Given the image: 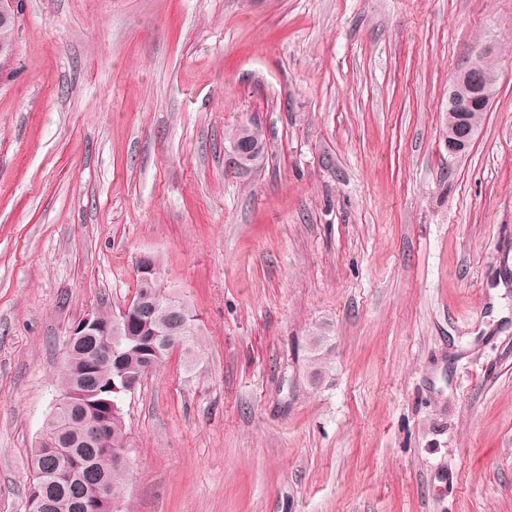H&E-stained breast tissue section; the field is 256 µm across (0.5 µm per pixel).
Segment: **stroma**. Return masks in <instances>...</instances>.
<instances>
[{
    "mask_svg": "<svg viewBox=\"0 0 512 512\" xmlns=\"http://www.w3.org/2000/svg\"><path fill=\"white\" fill-rule=\"evenodd\" d=\"M487 40L498 93L452 155L448 86ZM16 44L0 512H27L71 328L145 253L204 350L124 401L125 512H512V0H23ZM229 139L230 147L232 146V143L236 141L252 142L253 145H257V151L242 160V167H248L249 165L254 164L260 158L261 152L263 150L264 134L261 126L258 124L253 122L240 124L231 131ZM249 148V144L247 143H240L232 146V154L235 163L240 164L241 156L245 155V153L250 150ZM308 348L307 374L312 384H316L332 369L334 346L325 329L319 326L309 334Z\"/></svg>",
    "mask_w": 512,
    "mask_h": 512,
    "instance_id": "1",
    "label": "stroma"
}]
</instances>
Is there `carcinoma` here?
Listing matches in <instances>:
<instances>
[{"label":"carcinoma","instance_id":"1","mask_svg":"<svg viewBox=\"0 0 512 512\" xmlns=\"http://www.w3.org/2000/svg\"><path fill=\"white\" fill-rule=\"evenodd\" d=\"M229 139L257 145L243 166L260 158L264 134L258 124H240ZM135 273L134 298H146L147 312L133 306L124 315L106 310L104 316L112 317V335L68 336L57 375L59 395L30 456L28 512H84L85 502L105 493L110 501L102 512H122L130 468V428L122 406L129 394L126 381L164 366L176 349L184 352L188 368L200 359L199 318L161 283L158 259L152 258V268L137 267ZM308 348L307 374L316 384L332 369L334 346L319 326L309 334ZM94 426L103 431L89 441L84 430Z\"/></svg>","mask_w":512,"mask_h":512}]
</instances>
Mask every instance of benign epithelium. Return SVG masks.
I'll list each match as a JSON object with an SVG mask.
<instances>
[{"label":"benign epithelium","instance_id":"obj_1","mask_svg":"<svg viewBox=\"0 0 512 512\" xmlns=\"http://www.w3.org/2000/svg\"><path fill=\"white\" fill-rule=\"evenodd\" d=\"M499 70L497 67H486L472 62L461 69L453 78L448 89V100L452 111L457 113L454 136L448 139V152L458 154L473 142L475 132L465 123V112L479 104L490 109L497 94ZM112 324L102 320L101 316L93 312L87 314L78 325V329H96L102 335H107Z\"/></svg>","mask_w":512,"mask_h":512}]
</instances>
